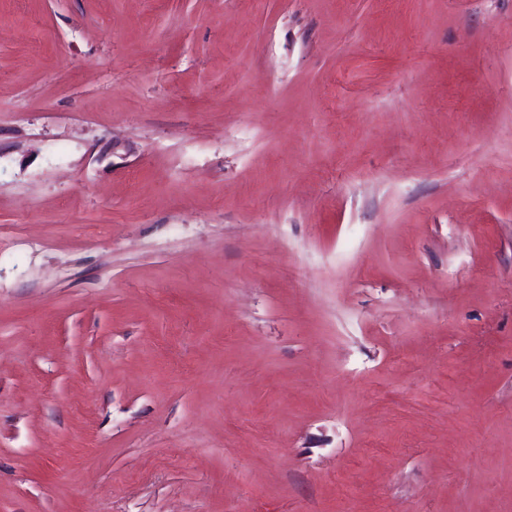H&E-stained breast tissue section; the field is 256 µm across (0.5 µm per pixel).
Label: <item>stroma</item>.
Wrapping results in <instances>:
<instances>
[{
    "label": "stroma",
    "mask_w": 512,
    "mask_h": 512,
    "mask_svg": "<svg viewBox=\"0 0 512 512\" xmlns=\"http://www.w3.org/2000/svg\"><path fill=\"white\" fill-rule=\"evenodd\" d=\"M0 512H512V0H0Z\"/></svg>",
    "instance_id": "35a3bbf8"
}]
</instances>
